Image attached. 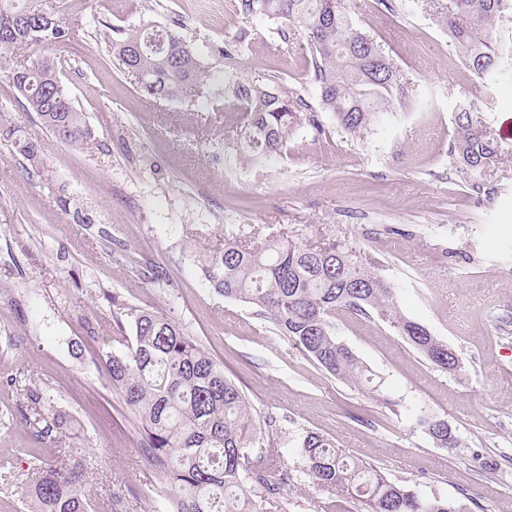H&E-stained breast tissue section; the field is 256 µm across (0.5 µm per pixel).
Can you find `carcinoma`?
Instances as JSON below:
<instances>
[{"instance_id": "carcinoma-1", "label": "carcinoma", "mask_w": 512, "mask_h": 512, "mask_svg": "<svg viewBox=\"0 0 512 512\" xmlns=\"http://www.w3.org/2000/svg\"><path fill=\"white\" fill-rule=\"evenodd\" d=\"M238 10L281 22L279 35L302 31L308 37L314 79L322 109L336 127L362 138L382 115L394 108L399 86L391 59L357 28L343 0H239ZM512 15V0H441L438 24L460 54L464 66L484 83L512 77V35L501 34ZM109 40L113 58L125 71L141 76L148 98L176 99L183 89L204 82L206 73L193 44L165 28L143 26L118 30ZM78 36V30L42 7V0H0V72L49 128L55 139L82 146L91 130L65 91L57 66L21 50L55 45ZM231 95L245 123L240 155L261 163L277 154L300 127L320 129L303 97L293 91L272 92L240 80ZM454 155L467 171L480 175L502 156L499 134L473 120L472 107L452 113ZM20 154L40 176L48 174L41 147L18 144ZM204 278L224 298L258 308L283 335L294 340L312 362L338 381L370 397L379 395L375 374L333 333L331 318L340 309L378 318L392 327L435 369L457 375L460 354L428 328L404 316L394 288L367 268L356 252L336 242L317 246L288 238L262 242L252 237L224 240V249L200 254ZM115 324L131 319L133 340L93 336L95 343L117 342L120 349L101 351L112 391L132 414L140 449L169 490L172 512H263L260 489L275 495L293 482L275 449L260 446V427L242 388L183 328L150 309L129 307L112 297ZM22 415L44 424L39 434L67 429L68 417L46 389L24 388ZM417 422L441 448L460 441L448 421L436 416ZM299 464L312 486L338 490L356 512H469L466 504L426 497L395 482L377 466L336 446L327 436L302 433ZM82 449L73 445L66 463H42L25 491L32 512H111L119 503L98 506L85 492Z\"/></svg>"}]
</instances>
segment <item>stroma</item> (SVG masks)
Here are the masks:
<instances>
[{"label": "stroma", "instance_id": "stroma-1", "mask_svg": "<svg viewBox=\"0 0 512 512\" xmlns=\"http://www.w3.org/2000/svg\"><path fill=\"white\" fill-rule=\"evenodd\" d=\"M46 2L82 33L30 52L57 64L93 144L56 141L0 78V121L41 143L50 169L37 176L0 141V512H30L34 466L68 457L67 443L35 436L19 414L21 374L82 426L93 498L120 496L123 512L167 506L137 430L115 428L127 408L87 340L108 328L116 298L178 323L241 386L264 443L296 472L263 512H326L340 501L297 470L307 429L470 512H512V159L473 175L451 152L454 108L471 103L497 128L512 111V81L471 99L477 79L425 0H346L404 91L396 111L353 139L321 109L304 33L281 41L278 21L243 17L237 0ZM149 23L193 43L202 87L148 100L112 61L107 33ZM231 79L297 91L321 130L300 129L264 166L241 162V114L224 100ZM252 234L356 247L393 284L402 314L458 351L464 371L435 370L388 325L340 310L336 336L378 376L382 398L326 375L255 308L205 281L197 250ZM424 414L447 419L460 447L434 445L417 423Z\"/></svg>", "mask_w": 512, "mask_h": 512}]
</instances>
